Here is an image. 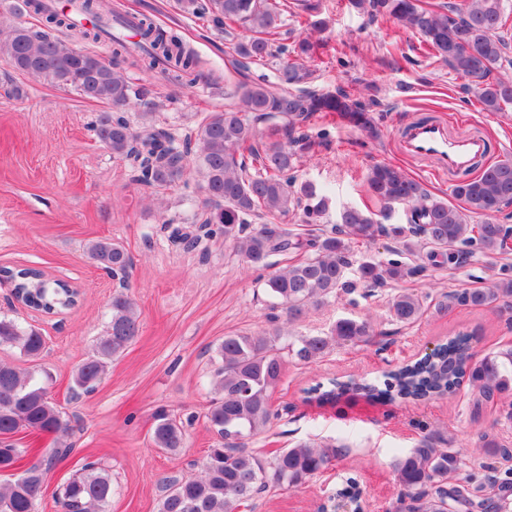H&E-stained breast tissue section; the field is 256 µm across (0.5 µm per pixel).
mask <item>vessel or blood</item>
Segmentation results:
<instances>
[{
  "label": "vessel or blood",
  "instance_id": "vessel-or-blood-1",
  "mask_svg": "<svg viewBox=\"0 0 512 512\" xmlns=\"http://www.w3.org/2000/svg\"><path fill=\"white\" fill-rule=\"evenodd\" d=\"M401 147L408 155L430 160L433 173L441 175L467 171L491 152L483 136H449L447 123L440 120L409 125Z\"/></svg>",
  "mask_w": 512,
  "mask_h": 512
}]
</instances>
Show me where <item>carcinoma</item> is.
Returning <instances> with one entry per match:
<instances>
[{"mask_svg": "<svg viewBox=\"0 0 512 512\" xmlns=\"http://www.w3.org/2000/svg\"><path fill=\"white\" fill-rule=\"evenodd\" d=\"M181 2L184 11L208 15L224 26L233 65L265 62L275 55L282 60L277 87L224 85V95L233 103L209 113L196 136H185L181 145L168 131L150 123L138 128L131 124L124 107L136 90L118 62L96 51L79 50L52 29L0 21V58L16 73L111 106L112 111L101 113L93 122V135L115 158H141L138 181L152 195L190 172L196 175L209 208L197 216L196 233L172 228L171 243L193 246L203 237L222 236L248 269L270 268L269 258H280L264 287L271 307L284 310L285 319L268 333L224 337L216 348L218 365L211 379L215 398L207 411L218 441L208 450L199 473L162 481L159 512H238L241 504L266 487L299 488L342 455L332 443L308 440L280 449L268 462L248 447L249 440L271 420L272 396L283 375L280 340L294 338L289 347L305 363L322 358L335 346L369 343L377 330L368 318H339L328 332L313 336H293L292 325L309 308L350 292L358 283L383 286L420 276L430 267L460 266L475 254L489 260L507 255L512 250V225L500 223L497 214L512 204V159H481L471 170L456 174L454 203L433 197L400 166L375 164L365 179L369 195L387 214L407 206V223L383 224L370 210L345 206L328 232L296 233L283 228L278 221L297 210L302 211L304 223L318 224L330 208L327 194L311 182H297L295 176L297 163L314 147L306 123L315 116H336L375 137L369 105L342 88L334 92L306 88L312 72L304 60L313 56L320 43L310 34L290 45L278 42L276 21L287 3ZM349 4L373 19L387 17L420 34L426 53L467 81L482 110L512 112V77L494 75L502 68L507 49L500 33L509 21L503 0H452L438 7L426 0H349ZM25 6L48 12L59 28L71 25L67 15L47 10L41 0H27ZM81 8L95 15L97 34L110 38L115 55L135 54L150 69L164 65L177 84L205 78L197 59L176 36L140 19L136 28L145 43L136 50L112 34V21L122 17L110 5L88 0ZM252 219L263 224L251 229ZM380 236L399 245L393 251L396 258L369 256L358 263L355 279H349L352 242L371 243ZM86 252L110 274L126 275L131 267L126 249L109 238L90 241ZM403 255L414 257L415 262L401 259ZM0 273L35 310L61 313L76 304L64 282L42 277L36 268L1 269ZM457 308L511 314L512 266L503 264L499 276L483 287L451 289L434 304L438 311ZM428 309L425 297L411 289L396 292L388 303L391 321L402 326L417 323ZM140 327L133 299L122 291L113 294L105 334L75 371L73 393L95 390L107 365L136 341ZM471 341V334L458 333L438 345L432 355L386 373L380 386L332 380L327 389L320 383L307 389V398L334 405L351 392H361L372 400L417 402L454 396L464 384L476 407L511 397L512 345L481 356L473 351ZM2 347L36 361L46 341L36 327L4 317L0 318ZM51 380L44 369L23 374L0 361V471L17 472V477L0 482V512H36L52 459L70 452L68 446L55 448L47 459L26 467L21 464L28 449L18 445L16 435L36 433L57 439L69 429L49 396ZM152 419L155 447L168 453L184 447L183 426L166 409L153 412ZM482 452L493 458L512 457V448L483 432L478 447L467 450L440 447L435 432L421 436L393 463L399 488L396 512H503L512 497V471L481 478L466 469V461ZM111 497V473L93 463L84 465L60 489L62 512H110Z\"/></svg>", "mask_w": 512, "mask_h": 512, "instance_id": "1", "label": "carcinoma"}]
</instances>
